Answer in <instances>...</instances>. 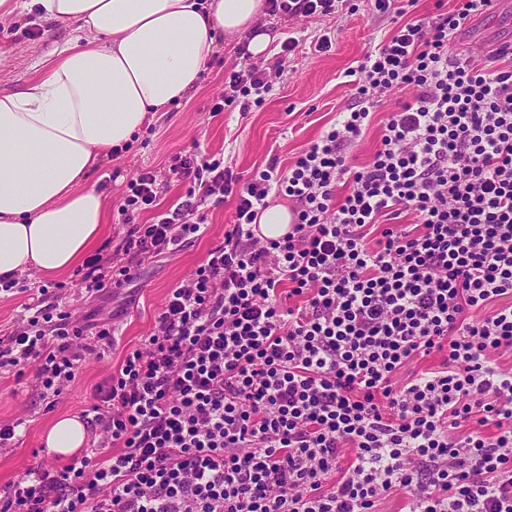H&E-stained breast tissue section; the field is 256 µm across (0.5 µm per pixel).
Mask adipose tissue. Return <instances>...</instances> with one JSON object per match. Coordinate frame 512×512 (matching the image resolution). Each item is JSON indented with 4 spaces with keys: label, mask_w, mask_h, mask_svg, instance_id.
Returning a JSON list of instances; mask_svg holds the SVG:
<instances>
[{
    "label": "adipose tissue",
    "mask_w": 512,
    "mask_h": 512,
    "mask_svg": "<svg viewBox=\"0 0 512 512\" xmlns=\"http://www.w3.org/2000/svg\"><path fill=\"white\" fill-rule=\"evenodd\" d=\"M36 6L75 22L79 45L0 93V275L18 278L62 274L92 248L107 201L90 171L197 88L217 41H247L258 58L272 40L264 0H0V20ZM86 435L63 415L45 446L69 455Z\"/></svg>",
    "instance_id": "obj_1"
}]
</instances>
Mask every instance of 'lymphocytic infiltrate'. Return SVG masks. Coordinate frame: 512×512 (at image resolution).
I'll return each instance as SVG.
<instances>
[{
  "label": "lymphocytic infiltrate",
  "instance_id": "1",
  "mask_svg": "<svg viewBox=\"0 0 512 512\" xmlns=\"http://www.w3.org/2000/svg\"><path fill=\"white\" fill-rule=\"evenodd\" d=\"M486 5L398 27L288 166L270 158L243 183L221 160L176 156L186 191L166 207L156 172H139L120 244L86 260L80 287L114 295L200 238L208 201L234 195V222L97 385L92 448L28 468L0 512H377L394 491L407 512H512V42L452 50ZM228 84L212 114L272 87L254 66ZM400 87L414 100L355 164ZM273 195L293 216L277 239L255 228ZM30 309L0 358L34 365L40 397L57 396L92 346L74 347L70 314ZM435 352L437 368L394 383ZM414 94V90L410 87L396 88L386 94L384 100L381 102V107L377 112H374L370 123L352 149V154L357 157V162L367 163L372 159L375 146L380 137L382 125L386 121L389 113L398 109L401 104L413 101Z\"/></svg>",
  "mask_w": 512,
  "mask_h": 512
}]
</instances>
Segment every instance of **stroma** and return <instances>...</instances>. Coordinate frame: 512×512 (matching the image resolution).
Masks as SVG:
<instances>
[{
  "label": "stroma",
  "mask_w": 512,
  "mask_h": 512,
  "mask_svg": "<svg viewBox=\"0 0 512 512\" xmlns=\"http://www.w3.org/2000/svg\"><path fill=\"white\" fill-rule=\"evenodd\" d=\"M455 7L456 0H416L399 15L377 11L374 0H340L337 14L329 17L290 20L281 15L265 16L264 25L276 35L268 48L270 57L262 64L272 74V91L264 102L250 105L247 111L231 107L214 116L210 110L224 91L225 75L240 70L243 62L237 45H218L198 88L170 111L158 113L150 139H137L129 151L104 161L90 174L89 183L104 192L109 202L99 247L112 250L120 243L119 204L140 170H157L162 203L167 206L185 192L168 170L176 154L198 151L223 159L244 179L270 157L288 163L334 122L337 112L352 104L351 73L366 54L403 23L428 20ZM324 35L331 40L330 48L314 51V42ZM290 36L297 39L298 46L291 55H281V42ZM73 37V23L45 19L37 11L0 21V93L21 90L39 78L43 62L71 44ZM509 40L512 0H499L496 13L472 21L457 35L454 46L462 49L480 42L494 46ZM413 98L409 87L386 94L352 149L358 162L371 160L389 113ZM234 210L235 200L230 196L221 204L208 205L207 233L181 251L146 260L134 280L114 299L79 288L72 270L56 278L26 276L23 290L0 291V337L12 331L23 314L30 288H48L51 303L70 313L76 322L99 309L116 314L112 346L88 354L74 383L55 402L37 397L29 369L0 364V423L19 425L18 440L12 447L0 449V490L41 461L43 432L58 416L78 417L89 408L94 386L116 370L125 354L149 334L170 288L192 274L207 250L223 240Z\"/></svg>",
  "instance_id": "1"
}]
</instances>
